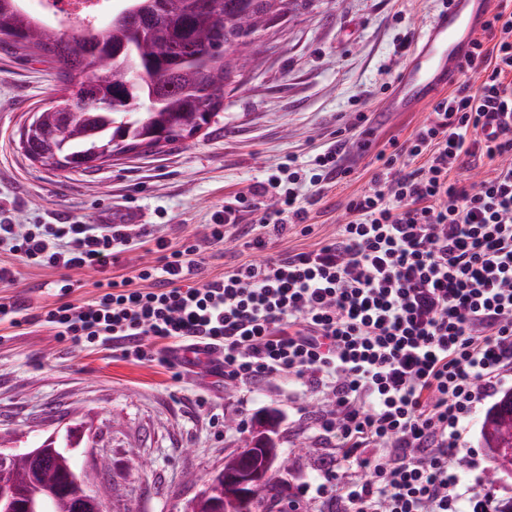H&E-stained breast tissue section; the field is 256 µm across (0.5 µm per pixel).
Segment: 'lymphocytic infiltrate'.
Segmentation results:
<instances>
[{"instance_id":"lymphocytic-infiltrate-1","label":"lymphocytic infiltrate","mask_w":512,"mask_h":512,"mask_svg":"<svg viewBox=\"0 0 512 512\" xmlns=\"http://www.w3.org/2000/svg\"><path fill=\"white\" fill-rule=\"evenodd\" d=\"M459 72L425 124L390 140L335 235L309 249L203 275L229 229L261 250L307 223L326 186L349 175L356 125L335 131L309 169L280 163L187 243L145 226L0 218V248L14 258L0 264V324L47 326L74 347L108 346L170 369L180 351H221L224 380L285 376L332 394L319 428L364 476L343 482L323 471L313 495L341 498L349 512H491L493 490L464 487L461 475L473 418L512 388V0L484 20ZM484 159L496 164L492 176L459 179ZM265 196L274 207L258 209ZM150 241L155 261L136 277L106 275ZM20 264L63 270L52 304L34 311L11 294ZM73 269L102 273L93 299H74ZM372 448L397 457L378 461Z\"/></svg>"}]
</instances>
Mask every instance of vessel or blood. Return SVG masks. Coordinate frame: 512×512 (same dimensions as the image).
Masks as SVG:
<instances>
[{"label": "vessel or blood", "instance_id": "vessel-or-blood-1", "mask_svg": "<svg viewBox=\"0 0 512 512\" xmlns=\"http://www.w3.org/2000/svg\"><path fill=\"white\" fill-rule=\"evenodd\" d=\"M489 0H451L421 33L417 47L406 61L398 88L382 112H412L433 99L441 88L459 77V62L469 50L471 35L488 10Z\"/></svg>", "mask_w": 512, "mask_h": 512}]
</instances>
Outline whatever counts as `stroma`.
Segmentation results:
<instances>
[{
  "label": "stroma",
  "mask_w": 512,
  "mask_h": 512,
  "mask_svg": "<svg viewBox=\"0 0 512 512\" xmlns=\"http://www.w3.org/2000/svg\"><path fill=\"white\" fill-rule=\"evenodd\" d=\"M442 8V0H308L294 24L259 42L260 67L226 96L218 124L193 140L80 173L45 170L21 151L28 112L56 97L61 83L51 65L0 43V215L16 224H154L160 236L191 241L236 194L288 157L307 163L331 132L364 112L346 156L352 172L325 189L311 234L288 227L267 250L310 247L335 234L388 139L406 138L427 120V103L382 121L375 112L402 72L406 29L421 32ZM201 397L206 406H198ZM328 407L322 395L284 379L226 383L199 367L174 371L103 346L73 348L48 328L0 329V444L13 445L19 433L27 447L83 427L79 468L110 485L112 512H183L201 482L243 446L253 417L270 411L280 417L278 443L288 462L275 473L282 495L273 512H291L321 470L361 478L318 428ZM215 412L225 425L213 426ZM97 458L106 471L95 470ZM299 503L302 512H342L327 498Z\"/></svg>",
  "instance_id": "35a3bbf8"
}]
</instances>
